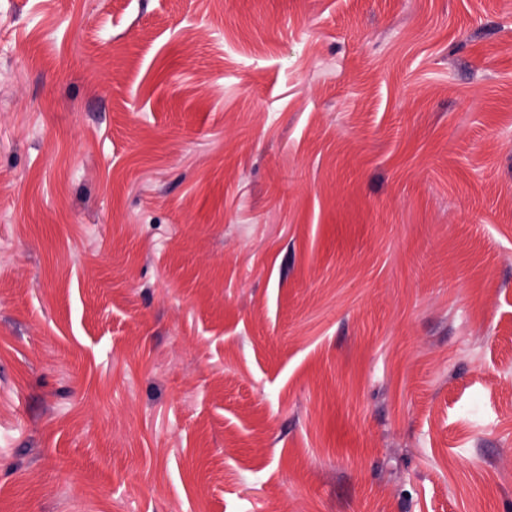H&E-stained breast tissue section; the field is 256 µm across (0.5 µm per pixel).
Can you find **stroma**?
I'll return each instance as SVG.
<instances>
[{
  "label": "stroma",
  "mask_w": 512,
  "mask_h": 512,
  "mask_svg": "<svg viewBox=\"0 0 512 512\" xmlns=\"http://www.w3.org/2000/svg\"><path fill=\"white\" fill-rule=\"evenodd\" d=\"M0 512H512V0H0Z\"/></svg>",
  "instance_id": "35a3bbf8"
}]
</instances>
